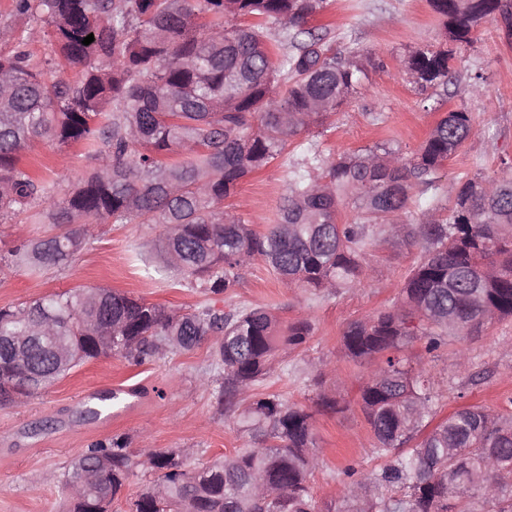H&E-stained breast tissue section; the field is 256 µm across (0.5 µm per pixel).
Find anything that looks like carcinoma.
Instances as JSON below:
<instances>
[{"label": "carcinoma", "instance_id": "obj_1", "mask_svg": "<svg viewBox=\"0 0 512 512\" xmlns=\"http://www.w3.org/2000/svg\"><path fill=\"white\" fill-rule=\"evenodd\" d=\"M324 0H15L34 26L0 24V219L35 206L66 229L20 242L0 255V270L42 274L67 265L94 239L98 224H162L166 266L213 295L236 287L260 259L283 279L314 290L358 282L366 249L385 234L417 244L398 304L350 322L345 355L374 369L360 405L390 459L379 472L345 471L341 504L327 512H512V409L463 407L430 425L434 400L426 373L405 349L428 354L450 336H467L512 317V177H472L443 189L437 172L473 131L472 116L452 110L416 156L375 147L335 158L308 148L292 165L288 197L264 233L224 209L239 182L282 155L302 131L323 123L356 92L363 73L354 52L342 55L303 29ZM444 38L471 43L472 30L512 0H429ZM94 41H82L88 35ZM48 37L75 78H48L54 62L36 63L29 43ZM283 48L274 56L272 45ZM453 51L412 52L402 65L419 91L447 85ZM82 142L95 166L58 196L56 186L19 166L33 138ZM451 200L446 218L402 220L413 189ZM348 204L356 219L338 222ZM50 306V338L31 346L19 368L10 338L37 335ZM114 327L97 344L86 322ZM300 318L281 326L256 306L225 313L210 306L179 313L107 287L75 288L26 305L0 308V391L28 396L101 356L141 364L189 350L216 335L223 367L219 404L235 415L251 446L188 468L176 450L137 461L128 440L96 442L67 472L69 512H112L139 466L160 474L133 512H316L308 476L319 460L311 414L276 393L255 394L280 352L311 336ZM266 477L278 502L253 492Z\"/></svg>", "mask_w": 512, "mask_h": 512}]
</instances>
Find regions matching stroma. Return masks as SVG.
I'll return each instance as SVG.
<instances>
[{"label":"stroma","instance_id":"1","mask_svg":"<svg viewBox=\"0 0 512 512\" xmlns=\"http://www.w3.org/2000/svg\"><path fill=\"white\" fill-rule=\"evenodd\" d=\"M309 24L326 34L337 52L373 55L380 64L365 65L357 92L323 126L301 132L283 157L246 177L225 200V209L266 231L288 193L289 164L307 146L327 156L385 146L409 159L454 109L471 113L473 132L439 170L441 185L477 174L512 175V36L498 20L482 23L473 44L457 49L448 87L436 93L419 91L401 65L409 51L436 48L442 41L441 22L428 0H326ZM478 73L484 87L473 94L470 79ZM20 160L62 188L93 166L83 145L60 148L42 139L25 146ZM163 233L160 224L99 225L91 244L65 270L0 273V307L78 286H104L181 312L208 305L226 312L265 306L284 324L311 317L308 342L283 354L255 390L280 394L311 413L320 465L309 477L310 490L322 510L339 502L346 467L367 474L384 464L360 408V387L372 366L344 357L342 334L350 321L398 301L419 246L378 238L366 251L359 284L349 289L304 290L258 260L244 269L238 286L211 295L165 269L157 249ZM215 346L210 336L191 350L167 352L141 365L117 356L93 359L23 402L0 404V512H66L65 470L92 443L116 435L127 437L138 460L181 449L192 467L246 448L248 436L218 404L222 369ZM408 353L432 382L438 418L464 406L500 410L512 401V318L449 337L436 354H425L418 343ZM462 353L468 360L463 369ZM117 386L136 390L130 410L110 419L81 417L86 394L102 395ZM325 396L336 398L341 411L324 407Z\"/></svg>","mask_w":512,"mask_h":512}]
</instances>
